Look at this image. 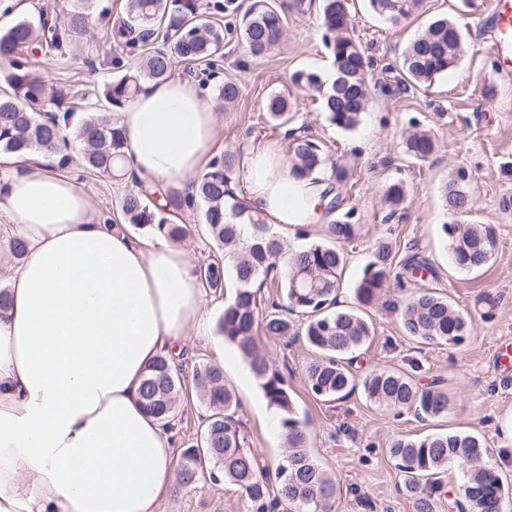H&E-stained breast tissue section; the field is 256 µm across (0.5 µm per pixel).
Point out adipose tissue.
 <instances>
[{
  "mask_svg": "<svg viewBox=\"0 0 512 512\" xmlns=\"http://www.w3.org/2000/svg\"><path fill=\"white\" fill-rule=\"evenodd\" d=\"M116 119L135 176L185 190L211 154L215 104L192 82L148 84ZM55 159L0 160V212L27 242L0 315V512H159L173 441L139 389L201 326L204 294L184 249L97 221ZM240 172L274 227L319 223L320 185L293 178L270 147H252Z\"/></svg>",
  "mask_w": 512,
  "mask_h": 512,
  "instance_id": "1",
  "label": "adipose tissue"
}]
</instances>
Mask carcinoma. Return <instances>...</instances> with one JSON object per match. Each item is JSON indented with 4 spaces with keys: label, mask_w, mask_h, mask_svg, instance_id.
Instances as JSON below:
<instances>
[{
    "label": "carcinoma",
    "mask_w": 512,
    "mask_h": 512,
    "mask_svg": "<svg viewBox=\"0 0 512 512\" xmlns=\"http://www.w3.org/2000/svg\"><path fill=\"white\" fill-rule=\"evenodd\" d=\"M371 10L391 22H397L418 9L421 0H368ZM91 0H73L63 21L48 20L39 13L38 20L22 18L0 30V59L10 69L0 78L9 91L0 95V154L38 150L44 146L62 152L60 164L70 161L66 130L71 112H35L55 94L45 80L36 76L32 63L24 58L32 46L62 55L73 41L90 26ZM322 25L326 32L332 69L340 80L327 84L312 70H299L292 84L320 95L328 122L343 130L356 129L364 114L371 87L369 63L358 43L350 36L353 16L350 0H322ZM241 37L251 54L259 56L276 45L283 34L285 17L274 0H249L241 21ZM116 35L127 47L146 37L161 39L143 61L127 65L125 73L104 89L105 105L78 128L83 144L82 169L92 175L119 180L130 179L132 188L120 200L124 223L147 235L162 236L171 242L183 240L188 225L179 223L182 212L200 206V224L220 255L198 268L203 287L224 288L226 278L236 284L234 296L224 304L218 331L238 350L250 372L259 382L268 403L280 413L287 456L275 474L258 464L255 454L244 447V436L237 418L239 402L224 383V371L212 363L196 368L193 382L211 414L200 444L182 453L181 475L191 481L204 474L203 463L212 466L209 478L219 477L238 486L245 512H332L336 480L314 459L310 452L307 424L296 411L288 384L260 351V337L288 340L295 335L290 316H305L303 336L316 356L305 368L308 390L324 400L344 399L361 390L371 403L384 408L413 413L425 420L448 414V393L440 388H421L413 377L401 370L377 367L363 377H356L343 365L371 335L370 326L357 309H336V292L345 265L340 243L357 237L359 225L353 223V210L327 225L329 240L312 242L300 250L287 252L281 237L272 231L262 213L254 210L238 194L240 158L226 152L210 160L205 171L192 181L188 195L173 190L155 198L143 189V181L129 176L125 163L126 137L112 109L123 107L142 91L143 83L169 79L173 61H210L222 55L223 39L202 18L198 0H127L125 17L116 27ZM462 35L448 18L430 22L402 55L401 68L415 83H430L437 76L455 69L461 59ZM240 93L234 80L218 88L217 99L224 105L234 103ZM271 122L288 123L291 102L274 95L266 102ZM405 151L415 160H423L435 150V142L424 130H408L403 136ZM288 163L297 179L322 182L320 174L330 169L328 187L322 191L329 211L338 205L335 187L347 183L353 165L335 162L322 144L306 135H294L289 143ZM405 198L401 182L389 184L383 203L395 213ZM445 203L450 210H470L474 199L466 189V174L460 170L448 182ZM446 246L454 264L462 270L485 266L497 250L495 229L490 224L441 225ZM286 305L272 304L259 312L257 293L271 270L283 257ZM392 243L378 240L363 277L355 288V298L362 307L379 302L389 277L403 282H419L434 274L430 263L412 256L395 260ZM406 335L424 343L455 345L471 330L468 312L452 306L448 298L428 289L396 305ZM182 389L177 367L160 356L148 367L140 387L147 411L171 429L178 415V392ZM389 455L395 467L404 473L403 491L415 512H435L434 492L427 487L434 476L454 463L459 470L458 487L463 490L460 512H512V499L505 490L496 461L484 439L465 433H441L419 439L400 438L392 442Z\"/></svg>",
    "instance_id": "obj_1"
}]
</instances>
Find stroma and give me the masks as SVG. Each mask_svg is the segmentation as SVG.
<instances>
[{
  "label": "stroma",
  "mask_w": 512,
  "mask_h": 512,
  "mask_svg": "<svg viewBox=\"0 0 512 512\" xmlns=\"http://www.w3.org/2000/svg\"><path fill=\"white\" fill-rule=\"evenodd\" d=\"M202 3L206 19L224 34V55L210 63L176 62L171 74L197 81L207 99L216 97L225 80L239 84L238 101L218 113L216 153L228 150L242 156L259 141L284 152L288 129L298 128L320 141L332 158L355 163L342 197L345 207L353 209L359 231L356 241L343 246L341 306L355 307L354 289L374 242L384 238L391 241L398 259L414 254L429 260L436 275L425 278L423 285L472 317L471 333L460 344L418 342L406 336L398 313L388 306L418 286L393 279L382 292V303L362 312L371 336L354 354L353 374L360 377L387 366L408 372L419 386L447 390L448 414L425 421L373 405L359 391L341 400L319 399L305 383L304 370L314 352L303 338L286 344L263 340V352L286 377L292 401L307 420L314 458L336 476V512H414L389 448L399 438L436 433H475L486 439L505 487L512 490V383L501 380L495 354L500 343L512 342V175L501 167L512 157V111L505 109L506 101H512V74L498 73L488 44L479 36L492 0H423L411 17L396 24L374 14L367 0H351V35L371 62L368 78L373 86L362 121L351 132L330 125L320 98L291 84L294 71L330 69L320 0H305L303 11H287L282 39L259 57L251 56L235 31L248 0ZM93 5L89 32L67 54L35 52L52 91L66 98L81 91L87 106L102 104L106 84L119 75L113 57H131L129 49L112 38L126 0H94ZM441 16L455 20L461 29V62L431 83L413 84L401 70L402 54L432 19ZM274 94L290 96L294 103L287 126L269 121L265 103ZM413 126L430 131L437 143L435 153L422 161L404 151L402 133ZM459 169L467 175L475 205L456 215L446 206L445 192L450 174ZM64 173L77 180L98 214L121 223L117 202L128 188L126 182L81 176L73 163ZM396 181L404 183L406 198L392 215L382 194ZM453 222L494 226L498 249L481 270L469 272L452 263L440 227ZM233 291L228 284L223 291L205 293L207 331L191 336L180 364L184 381L172 430L175 449L183 451L201 436L208 410L191 378L199 363L210 362L223 368L224 381L239 401L248 446L270 469L286 456L283 434L266 421L271 407L258 382L251 380L244 361L216 328ZM486 295L498 301L489 318L482 315ZM160 512H244L243 497L228 481L200 476L187 484L178 479Z\"/></svg>",
  "instance_id": "obj_1"
}]
</instances>
